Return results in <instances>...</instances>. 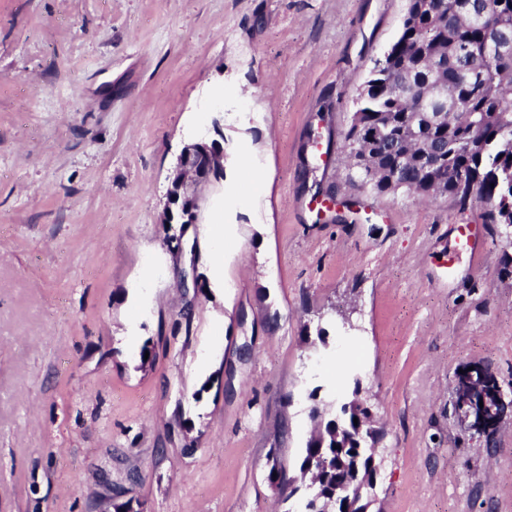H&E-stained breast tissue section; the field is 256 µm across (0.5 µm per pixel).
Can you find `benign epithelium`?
<instances>
[{"instance_id": "7a95c632", "label": "benign epithelium", "mask_w": 512, "mask_h": 512, "mask_svg": "<svg viewBox=\"0 0 512 512\" xmlns=\"http://www.w3.org/2000/svg\"><path fill=\"white\" fill-rule=\"evenodd\" d=\"M224 148L217 141L194 143L184 147L178 157L168 190L164 222L196 224L201 209L198 188L215 179L216 165L223 164ZM454 409L465 431L484 435L495 431L512 417V395H507L491 373L480 365L455 377ZM375 482L369 477L345 475L336 480V508L354 512L363 497H372Z\"/></svg>"}]
</instances>
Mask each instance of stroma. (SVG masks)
Returning a JSON list of instances; mask_svg holds the SVG:
<instances>
[{
	"label": "stroma",
	"instance_id": "1",
	"mask_svg": "<svg viewBox=\"0 0 512 512\" xmlns=\"http://www.w3.org/2000/svg\"><path fill=\"white\" fill-rule=\"evenodd\" d=\"M406 5L0 0V512H300L270 467L299 478L313 408L357 376L368 512H512V419L470 435L452 392L471 364L512 392V230L350 178L358 90ZM218 111L250 166L206 186L191 232L164 225ZM255 174L258 203H230ZM190 269L202 287H178Z\"/></svg>",
	"mask_w": 512,
	"mask_h": 512
}]
</instances>
